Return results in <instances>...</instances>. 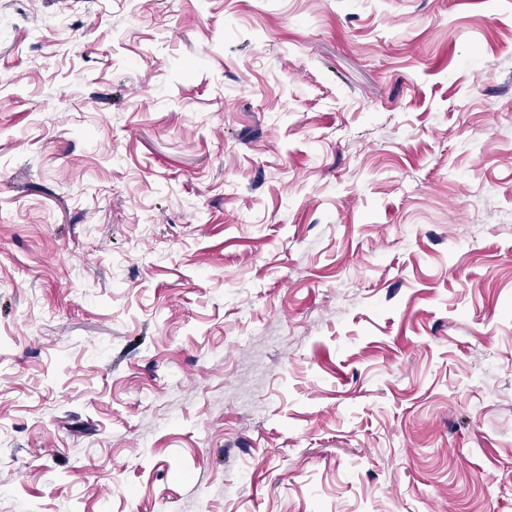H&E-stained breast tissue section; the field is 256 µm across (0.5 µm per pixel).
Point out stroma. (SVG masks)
Segmentation results:
<instances>
[{
    "instance_id": "stroma-1",
    "label": "stroma",
    "mask_w": 512,
    "mask_h": 512,
    "mask_svg": "<svg viewBox=\"0 0 512 512\" xmlns=\"http://www.w3.org/2000/svg\"><path fill=\"white\" fill-rule=\"evenodd\" d=\"M0 512H512V0H0Z\"/></svg>"
}]
</instances>
